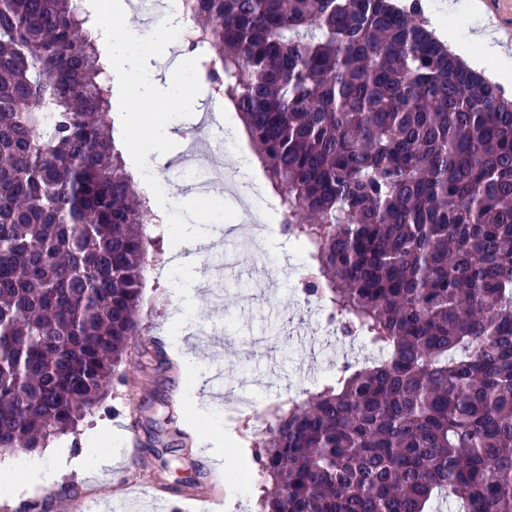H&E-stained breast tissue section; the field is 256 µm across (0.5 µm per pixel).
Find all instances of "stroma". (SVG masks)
Segmentation results:
<instances>
[{
  "label": "stroma",
  "instance_id": "1",
  "mask_svg": "<svg viewBox=\"0 0 512 512\" xmlns=\"http://www.w3.org/2000/svg\"><path fill=\"white\" fill-rule=\"evenodd\" d=\"M112 111L120 129L128 119L140 123L163 119L180 129L170 142V158L178 160L187 145L186 133L200 129L202 137L218 140L216 125L197 127V115L168 105L160 111L131 108L121 95H113ZM216 206L197 201L189 209L170 211V226L178 237H166L160 252L151 253L153 264H162L176 239H183L182 256L197 279H205L213 264L209 253L198 251V240L221 241L223 249L236 239L221 236L225 221H213ZM288 255V239L269 237L253 256L242 257L236 273L223 276L224 296L213 299L199 291L195 305L185 310L187 339L201 362L194 385H187L182 371L163 369L155 352L169 349L166 322L173 303L169 296L175 271L150 273L141 308L142 334L114 372L95 405L66 433L46 441L33 452H0V465L16 466L21 483L14 496L0 501V512H69L72 503L89 500L97 512H109L115 499H123L127 512H254L253 503L262 482L255 450L256 432L249 417L225 413L219 392H236L248 382L262 410L280 399L314 391L335 375L344 359L335 343H317L313 333L321 316L304 307L285 275L277 271ZM232 429L238 446L247 455L248 474L242 491L230 489L204 461L199 434ZM190 431V441L180 431ZM99 448L111 456L110 464L84 476L65 474L51 485H28V468L46 462L60 451L68 458Z\"/></svg>",
  "mask_w": 512,
  "mask_h": 512
}]
</instances>
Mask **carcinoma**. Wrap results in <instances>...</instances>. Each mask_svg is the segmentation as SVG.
<instances>
[{"instance_id": "carcinoma-1", "label": "carcinoma", "mask_w": 512, "mask_h": 512, "mask_svg": "<svg viewBox=\"0 0 512 512\" xmlns=\"http://www.w3.org/2000/svg\"><path fill=\"white\" fill-rule=\"evenodd\" d=\"M393 0H196L224 94L377 352L257 437L259 512H512V100ZM82 0H0V449L74 427L139 335L168 229L116 147Z\"/></svg>"}]
</instances>
